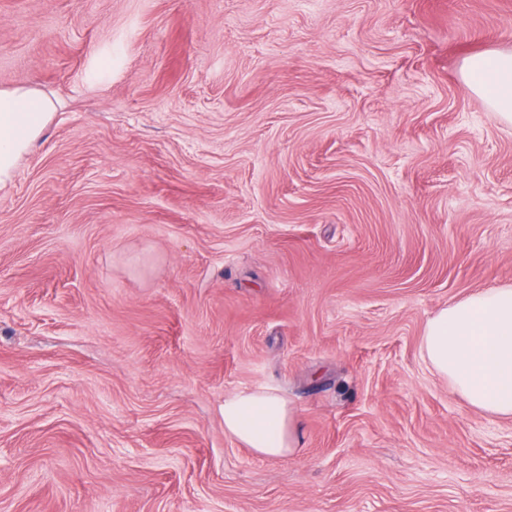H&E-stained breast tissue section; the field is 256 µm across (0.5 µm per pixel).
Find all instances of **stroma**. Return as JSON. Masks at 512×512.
Instances as JSON below:
<instances>
[{"label": "stroma", "instance_id": "obj_1", "mask_svg": "<svg viewBox=\"0 0 512 512\" xmlns=\"http://www.w3.org/2000/svg\"><path fill=\"white\" fill-rule=\"evenodd\" d=\"M512 0H0L52 119L0 188V512H512V418L420 360L512 285ZM274 387L303 449L224 396ZM462 81L503 123L512 125V50L469 56L462 66ZM224 434L267 459L294 457L303 444L296 409L271 387L225 396Z\"/></svg>", "mask_w": 512, "mask_h": 512}]
</instances>
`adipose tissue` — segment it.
<instances>
[{"instance_id": "1", "label": "adipose tissue", "mask_w": 512, "mask_h": 512, "mask_svg": "<svg viewBox=\"0 0 512 512\" xmlns=\"http://www.w3.org/2000/svg\"><path fill=\"white\" fill-rule=\"evenodd\" d=\"M462 81L512 125V50L469 56ZM53 111V102L36 90H0V186L12 181ZM419 352L470 408L512 417V285L477 290L440 309L425 323ZM224 434L267 459L294 457L303 444L295 408L271 387L225 396Z\"/></svg>"}]
</instances>
